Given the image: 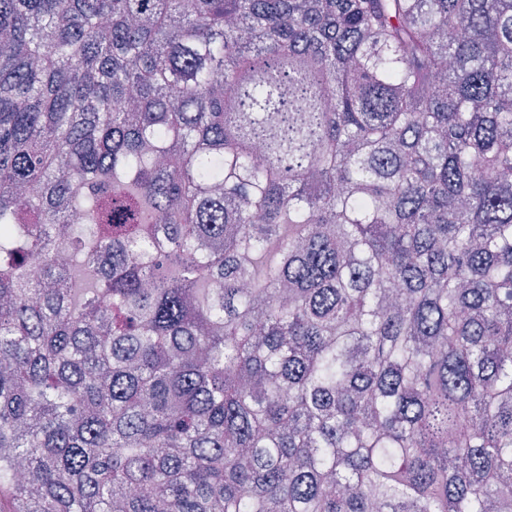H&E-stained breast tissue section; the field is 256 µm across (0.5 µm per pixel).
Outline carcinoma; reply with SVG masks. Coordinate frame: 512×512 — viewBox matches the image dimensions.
Segmentation results:
<instances>
[{
	"label": "carcinoma",
	"instance_id": "1",
	"mask_svg": "<svg viewBox=\"0 0 512 512\" xmlns=\"http://www.w3.org/2000/svg\"><path fill=\"white\" fill-rule=\"evenodd\" d=\"M0 512H512V0H0Z\"/></svg>",
	"mask_w": 512,
	"mask_h": 512
}]
</instances>
